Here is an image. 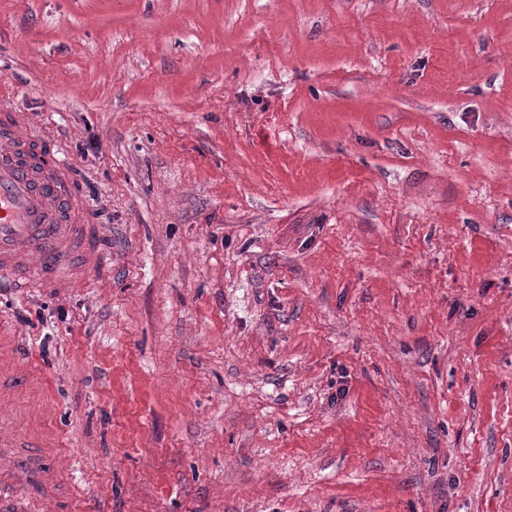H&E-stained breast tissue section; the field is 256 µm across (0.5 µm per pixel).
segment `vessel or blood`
Segmentation results:
<instances>
[{
  "label": "vessel or blood",
  "mask_w": 512,
  "mask_h": 512,
  "mask_svg": "<svg viewBox=\"0 0 512 512\" xmlns=\"http://www.w3.org/2000/svg\"><path fill=\"white\" fill-rule=\"evenodd\" d=\"M67 182L38 138L21 136L14 117L0 120V279L11 287H54L97 254V227L66 197ZM13 446L0 431V512H37L41 500L56 495L53 472L41 459L20 465ZM21 484L25 494L15 495Z\"/></svg>",
  "instance_id": "b4317fda"
}]
</instances>
